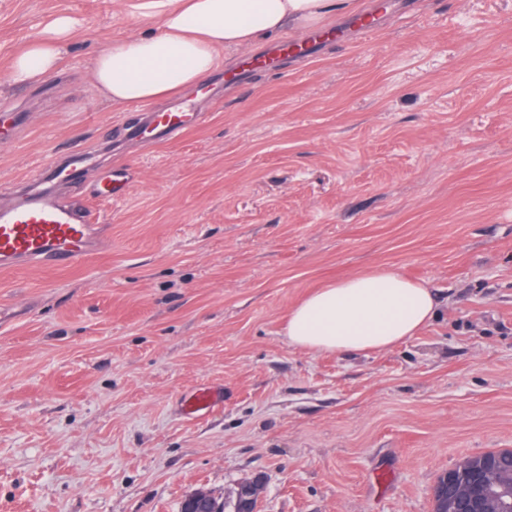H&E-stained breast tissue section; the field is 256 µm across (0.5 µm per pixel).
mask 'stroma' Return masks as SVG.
<instances>
[{
	"mask_svg": "<svg viewBox=\"0 0 512 512\" xmlns=\"http://www.w3.org/2000/svg\"><path fill=\"white\" fill-rule=\"evenodd\" d=\"M136 2L0 0V203L53 185L112 242L0 272V512H179L254 474L262 512H431L440 473L512 449V0H387L302 67L225 52L168 142L130 140L142 111L89 81L159 26ZM57 13L79 24L62 71L11 82ZM114 171L125 190L97 196ZM376 266L429 283L435 319L380 353L289 346L298 301ZM88 160V153L85 150H78L69 155L62 163L54 165V178L56 181L72 180Z\"/></svg>",
	"mask_w": 512,
	"mask_h": 512,
	"instance_id": "35a3bbf8",
	"label": "stroma"
}]
</instances>
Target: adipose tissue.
Returning <instances> with one entry per match:
<instances>
[{
	"label": "adipose tissue",
	"instance_id": "adipose-tissue-1",
	"mask_svg": "<svg viewBox=\"0 0 512 512\" xmlns=\"http://www.w3.org/2000/svg\"><path fill=\"white\" fill-rule=\"evenodd\" d=\"M353 7V0H144L143 10L161 15L160 30L109 42L91 82L117 106L158 101L199 84L221 66L222 50L257 45L289 26H322ZM76 28L72 15H56L13 56L11 79L38 82L61 69ZM436 312L432 288L377 267L311 292L290 311L285 335L307 351L380 352L415 336Z\"/></svg>",
	"mask_w": 512,
	"mask_h": 512
}]
</instances>
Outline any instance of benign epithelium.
Segmentation results:
<instances>
[{
    "label": "benign epithelium",
    "instance_id": "benign-epithelium-1",
    "mask_svg": "<svg viewBox=\"0 0 512 512\" xmlns=\"http://www.w3.org/2000/svg\"><path fill=\"white\" fill-rule=\"evenodd\" d=\"M502 459H489L470 473L450 469L441 474L432 489L434 512H512V485H499ZM266 492V478L260 474L242 479L234 498V512H259ZM180 512H214L205 491L186 496Z\"/></svg>",
    "mask_w": 512,
    "mask_h": 512
}]
</instances>
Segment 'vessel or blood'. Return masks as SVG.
<instances>
[{
  "mask_svg": "<svg viewBox=\"0 0 512 512\" xmlns=\"http://www.w3.org/2000/svg\"><path fill=\"white\" fill-rule=\"evenodd\" d=\"M200 120L198 113L176 99L170 111L150 114L147 125L157 139L167 141ZM87 160L86 151L71 153L55 165V180L73 179ZM102 248L98 216L51 192L22 191L11 204L0 207V271L24 266H76Z\"/></svg>",
  "mask_w": 512,
  "mask_h": 512,
  "instance_id": "obj_1",
  "label": "vessel or blood"
}]
</instances>
